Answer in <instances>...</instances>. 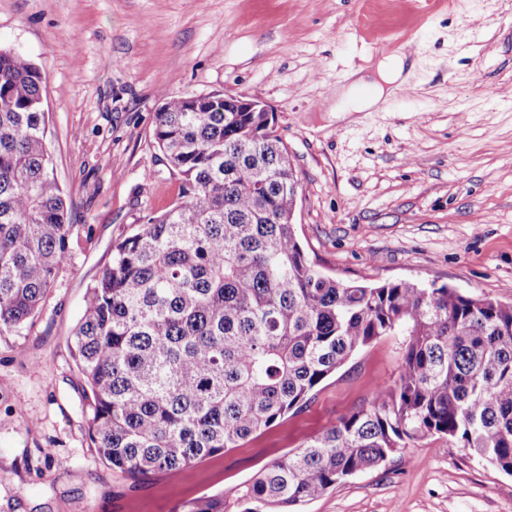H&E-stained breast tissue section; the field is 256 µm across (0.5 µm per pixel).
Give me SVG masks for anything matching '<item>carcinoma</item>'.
I'll list each match as a JSON object with an SVG mask.
<instances>
[{"label": "carcinoma", "mask_w": 512, "mask_h": 512, "mask_svg": "<svg viewBox=\"0 0 512 512\" xmlns=\"http://www.w3.org/2000/svg\"><path fill=\"white\" fill-rule=\"evenodd\" d=\"M45 77L0 49V335L34 318L79 234L46 141ZM154 142L182 201L118 242L71 338L99 458L131 480L179 475L299 410L361 348L406 337L397 380L274 460L243 512H290L446 438L512 475V303L447 285L343 283L290 223L299 183L264 112L162 99ZM183 512H230L224 496Z\"/></svg>", "instance_id": "carcinoma-1"}]
</instances>
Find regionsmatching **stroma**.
Here are the masks:
<instances>
[{"label": "stroma", "instance_id": "1", "mask_svg": "<svg viewBox=\"0 0 512 512\" xmlns=\"http://www.w3.org/2000/svg\"><path fill=\"white\" fill-rule=\"evenodd\" d=\"M0 47L46 76L47 141L80 227L39 313L0 335V512L234 499L399 374L404 339L383 336L300 411L177 478L134 483L102 463L70 338L115 243L180 197L154 144L162 95L272 108L300 183L296 234L325 275L512 301V0H0ZM401 53L416 64L403 85L337 112L353 72ZM300 512H512V475L427 437Z\"/></svg>", "mask_w": 512, "mask_h": 512}]
</instances>
